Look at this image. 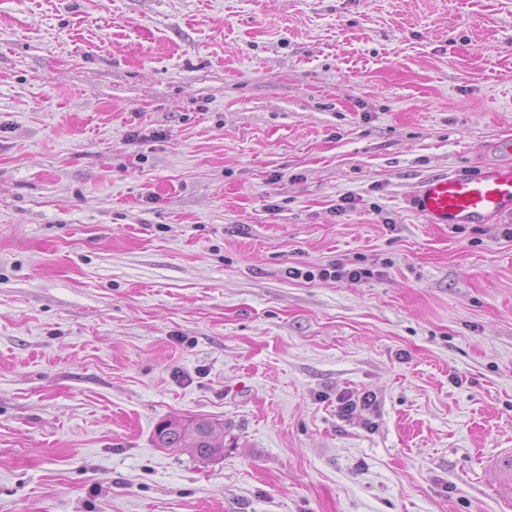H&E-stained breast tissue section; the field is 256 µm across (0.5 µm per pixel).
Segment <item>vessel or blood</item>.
I'll list each match as a JSON object with an SVG mask.
<instances>
[{
    "instance_id": "1",
    "label": "vessel or blood",
    "mask_w": 512,
    "mask_h": 512,
    "mask_svg": "<svg viewBox=\"0 0 512 512\" xmlns=\"http://www.w3.org/2000/svg\"><path fill=\"white\" fill-rule=\"evenodd\" d=\"M431 224H487L512 216V167L476 176L448 174L424 181L413 198Z\"/></svg>"
}]
</instances>
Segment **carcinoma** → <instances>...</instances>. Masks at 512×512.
<instances>
[{
	"label": "carcinoma",
	"instance_id": "obj_1",
	"mask_svg": "<svg viewBox=\"0 0 512 512\" xmlns=\"http://www.w3.org/2000/svg\"><path fill=\"white\" fill-rule=\"evenodd\" d=\"M223 426L207 419L162 421L154 432V442L159 448L188 449L201 462H206L224 452L218 435Z\"/></svg>",
	"mask_w": 512,
	"mask_h": 512
}]
</instances>
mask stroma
Returning <instances> with one entry per match:
<instances>
[{
    "label": "stroma",
    "instance_id": "1",
    "mask_svg": "<svg viewBox=\"0 0 512 512\" xmlns=\"http://www.w3.org/2000/svg\"><path fill=\"white\" fill-rule=\"evenodd\" d=\"M506 137L512 0H0V512H512ZM431 224H487L512 216V167L476 176L448 174L424 181L413 198ZM223 432L220 423L207 419L162 421L154 432V442L159 448L189 449L193 456L206 462L224 452L218 435Z\"/></svg>",
    "mask_w": 512,
    "mask_h": 512
}]
</instances>
